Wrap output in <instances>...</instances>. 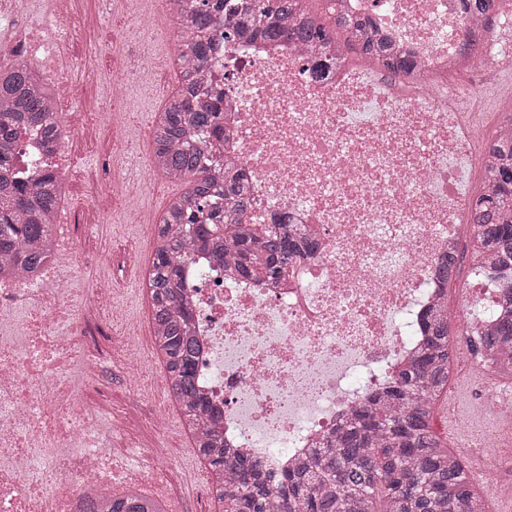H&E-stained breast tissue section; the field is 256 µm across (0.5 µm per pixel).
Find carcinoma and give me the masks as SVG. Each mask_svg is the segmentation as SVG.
<instances>
[{"mask_svg": "<svg viewBox=\"0 0 512 512\" xmlns=\"http://www.w3.org/2000/svg\"><path fill=\"white\" fill-rule=\"evenodd\" d=\"M179 28L181 87L164 105L153 132L152 164L169 179L194 176L195 185L164 211L149 267L148 298L154 344L170 392L194 448L207 462L222 512H488L461 456L448 450L435 428V401L448 392L452 352L448 298L437 303L415 357L385 388L366 398L325 436L313 454L279 478L260 461L235 454L198 391V347L185 296L184 265L196 249L219 266L232 265L247 280L285 276L296 259L318 242L301 224L269 230L250 224L253 197L246 174L214 170L209 155L220 142L221 92L202 99L216 32L224 38L259 37L272 42L337 45L338 51L373 55L381 65L412 72L415 61L377 42L367 23L334 20L345 34L320 24L308 0H168ZM465 9L490 22L498 0H462ZM55 92L31 67H0V202L13 214L0 217V277L35 273L53 257V219L63 188L35 161L17 170L10 163L19 134L34 128L46 151L57 146ZM482 184L470 205L474 248L471 262L489 260L503 279L495 323L476 332V349L492 357L500 374L512 376V138L488 143ZM462 256L442 255L434 276L444 285L459 275ZM84 512H165L161 503L135 490L114 495L106 507L90 498Z\"/></svg>", "mask_w": 512, "mask_h": 512, "instance_id": "1", "label": "carcinoma"}]
</instances>
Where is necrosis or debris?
Listing matches in <instances>:
<instances>
[{
  "label": "necrosis or debris",
  "mask_w": 512,
  "mask_h": 512,
  "mask_svg": "<svg viewBox=\"0 0 512 512\" xmlns=\"http://www.w3.org/2000/svg\"><path fill=\"white\" fill-rule=\"evenodd\" d=\"M329 5L350 20L372 18L394 51L415 56L421 80L388 76L364 57L340 63L326 47L222 41L211 71L224 89L229 143L218 159L234 160L252 184L249 223L287 218L318 232L322 248L274 285L228 276L201 252L183 269L201 387L225 439L276 476L414 356L421 315L439 293L432 269L472 232L468 171L484 139L443 79L475 45L489 64L512 57V46L484 39L461 0ZM3 18L11 34L0 54L48 68L69 138L68 73L81 64L69 39L72 0H52L37 30L5 7ZM130 55L109 72L110 103L145 71L148 54ZM95 233L61 219L58 261L31 278L0 279V512H78L86 484L111 491L120 458L131 480L168 476L156 453L114 440L111 414L80 395L113 366L133 371L141 361L142 319L123 324L108 349L86 341L88 323L111 324L119 305L110 253L95 255L102 274L91 287L72 286L82 240ZM477 390L487 425L457 415V445L482 460L473 476L489 487L494 441L512 421V382L484 375Z\"/></svg>",
  "instance_id": "obj_1"
}]
</instances>
